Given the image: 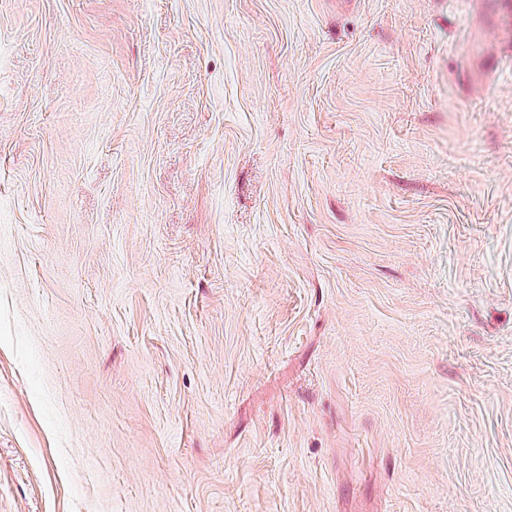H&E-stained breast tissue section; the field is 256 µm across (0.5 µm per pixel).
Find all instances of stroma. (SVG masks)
<instances>
[{
  "label": "stroma",
  "instance_id": "1",
  "mask_svg": "<svg viewBox=\"0 0 512 512\" xmlns=\"http://www.w3.org/2000/svg\"><path fill=\"white\" fill-rule=\"evenodd\" d=\"M0 512H512L486 0H0Z\"/></svg>",
  "mask_w": 512,
  "mask_h": 512
}]
</instances>
